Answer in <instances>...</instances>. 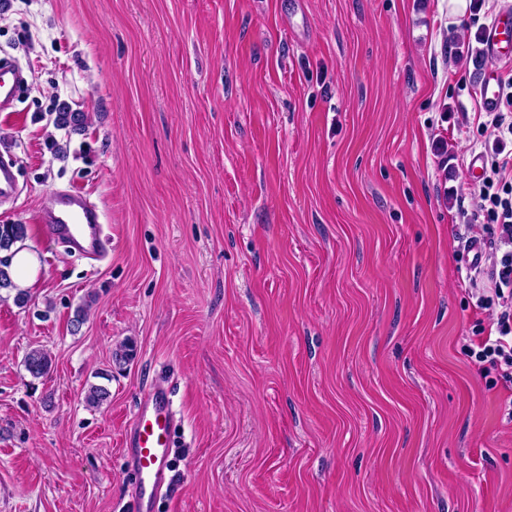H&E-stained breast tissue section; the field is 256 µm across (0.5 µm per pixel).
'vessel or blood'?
I'll return each instance as SVG.
<instances>
[{
  "label": "vessel or blood",
  "mask_w": 512,
  "mask_h": 512,
  "mask_svg": "<svg viewBox=\"0 0 512 512\" xmlns=\"http://www.w3.org/2000/svg\"><path fill=\"white\" fill-rule=\"evenodd\" d=\"M484 49L490 70L481 86V99L487 111H497L500 65L512 62V12L499 14L485 31ZM23 83V74L11 62L0 60V112L9 111ZM98 206L78 190L53 193L48 210L39 222L52 238L70 241L85 258L101 261L108 255V239L100 225ZM174 420L168 390L161 385L147 390L126 429L122 446L131 456L138 492L132 500L133 512H152L158 490L166 481L172 451L171 428Z\"/></svg>",
  "instance_id": "1"
}]
</instances>
